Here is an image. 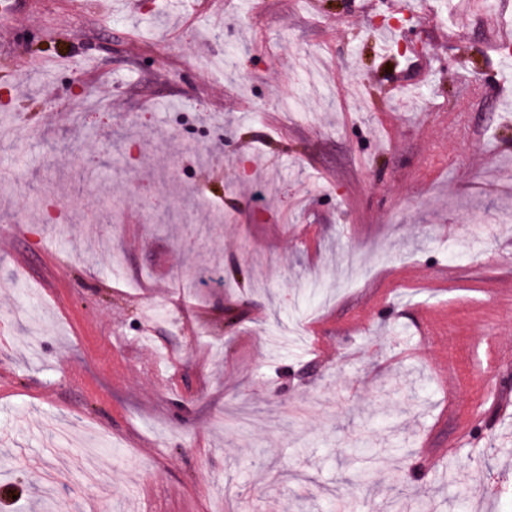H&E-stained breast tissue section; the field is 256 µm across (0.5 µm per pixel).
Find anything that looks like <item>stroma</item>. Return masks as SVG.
Returning a JSON list of instances; mask_svg holds the SVG:
<instances>
[{
  "instance_id": "35a3bbf8",
  "label": "stroma",
  "mask_w": 512,
  "mask_h": 512,
  "mask_svg": "<svg viewBox=\"0 0 512 512\" xmlns=\"http://www.w3.org/2000/svg\"><path fill=\"white\" fill-rule=\"evenodd\" d=\"M240 2L0 0V512H512V0Z\"/></svg>"
}]
</instances>
